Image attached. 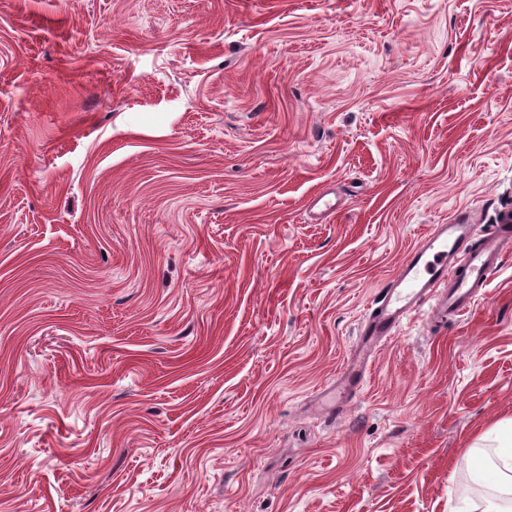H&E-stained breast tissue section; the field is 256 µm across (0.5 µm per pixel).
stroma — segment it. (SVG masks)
<instances>
[{
	"instance_id": "35a3bbf8",
	"label": "stroma",
	"mask_w": 512,
	"mask_h": 512,
	"mask_svg": "<svg viewBox=\"0 0 512 512\" xmlns=\"http://www.w3.org/2000/svg\"><path fill=\"white\" fill-rule=\"evenodd\" d=\"M508 207L512 0H0V512L485 505L512 248L320 394L430 225Z\"/></svg>"
}]
</instances>
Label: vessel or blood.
I'll list each match as a JSON object with an SVG mask.
<instances>
[{"mask_svg":"<svg viewBox=\"0 0 512 512\" xmlns=\"http://www.w3.org/2000/svg\"><path fill=\"white\" fill-rule=\"evenodd\" d=\"M472 237L473 225L464 212L450 223L429 227L368 307L359 327L360 341L336 376L337 400L361 390L378 345L395 336L424 306H431L443 321L472 306L504 250L512 247V210L502 211L497 222L488 225L479 245H472Z\"/></svg>","mask_w":512,"mask_h":512,"instance_id":"1","label":"vessel or blood"}]
</instances>
